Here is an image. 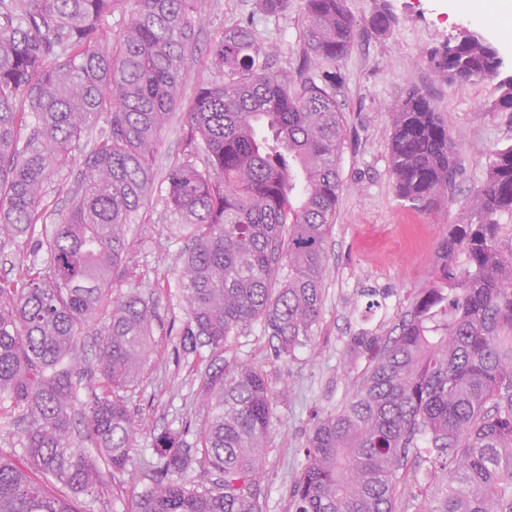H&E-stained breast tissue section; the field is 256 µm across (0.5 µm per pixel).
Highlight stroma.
<instances>
[{"label":"stroma","instance_id":"stroma-1","mask_svg":"<svg viewBox=\"0 0 512 512\" xmlns=\"http://www.w3.org/2000/svg\"><path fill=\"white\" fill-rule=\"evenodd\" d=\"M360 23L352 51L343 61L338 102L346 119L347 138L340 169L344 190L336 204L327 246L324 304L311 346L291 357H276L260 324L243 329L235 339L273 380L288 384L276 404L269 449L259 480L267 512H291L290 489L305 462L306 441L317 415L338 407L355 376L368 365L365 350L354 336L393 335L398 316L429 281L438 241L448 225L458 223L465 202L486 173V152L512 144V114L498 112L496 83L480 80L458 85L436 81L425 57L463 30L475 29L473 17L452 11L446 0H346ZM397 23L389 35L369 26L379 8ZM253 19L257 33L283 52L299 46L301 10L298 0L287 15L265 18L254 12V0H211L196 27V47L187 56L188 81L182 91L190 100L196 86L209 80L199 64L225 26ZM433 100L450 131L463 135L459 149L461 174L451 198L431 208L397 198L388 144L390 112L410 90ZM188 142L182 113L173 114L162 131L155 159L156 180L142 220L130 227L129 239L149 278L139 291L156 308L151 338L153 354L125 399L135 417L136 458H150L153 434L177 426L196 405L198 375L204 362L187 363L174 352V328L185 317L179 298L181 243L167 239L164 177L171 162L181 158ZM79 186L78 168L55 175L45 186L46 223L66 211Z\"/></svg>","mask_w":512,"mask_h":512}]
</instances>
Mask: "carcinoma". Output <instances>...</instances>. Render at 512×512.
<instances>
[{"label": "carcinoma", "mask_w": 512, "mask_h": 512, "mask_svg": "<svg viewBox=\"0 0 512 512\" xmlns=\"http://www.w3.org/2000/svg\"><path fill=\"white\" fill-rule=\"evenodd\" d=\"M204 5L0 0V245L34 240L47 254L0 278V418L17 427L0 448V512H92L105 504L101 468L117 492L131 472L136 432L124 392L151 359L155 311L136 288L112 299V286L146 277L126 226L154 185ZM289 6L254 4L273 17ZM301 10L289 67L274 63L278 49L251 22L224 28L205 55L212 79L185 110L190 150L169 166L165 204L171 236L185 242L175 351H209L196 398L205 420L153 436L130 512H265L257 478L278 391L231 347L255 322L285 357L312 340L342 189L340 64L357 36L345 0H301ZM117 12L122 32L111 39L104 21ZM395 25L386 10L370 20L381 36ZM428 62L449 85L498 79L494 109L512 112V75L502 76L504 60L483 34L448 39ZM390 116L397 197L437 205L459 174V137L419 90ZM76 163L70 209L44 223L45 184ZM464 213L439 239L397 336L354 338L371 361L349 398L313 425L292 512H395L421 440L449 475L420 489L417 512H512V252L499 222L512 215V144L488 152ZM93 324L89 365L74 351ZM196 465L200 479L181 480Z\"/></svg>", "instance_id": "cac0c4a2"}]
</instances>
